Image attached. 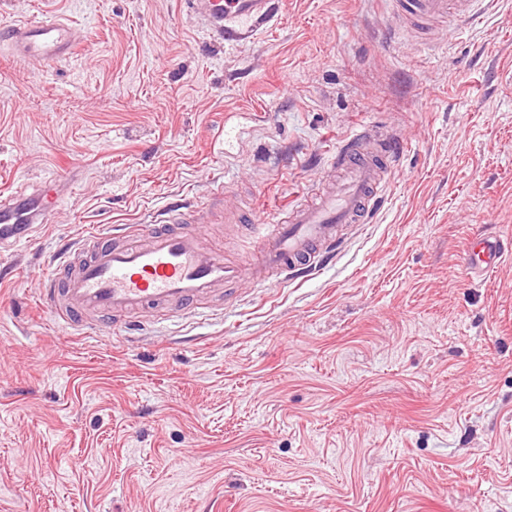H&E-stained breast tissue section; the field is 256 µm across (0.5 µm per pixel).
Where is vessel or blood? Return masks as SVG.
<instances>
[{
  "mask_svg": "<svg viewBox=\"0 0 512 512\" xmlns=\"http://www.w3.org/2000/svg\"><path fill=\"white\" fill-rule=\"evenodd\" d=\"M411 25L422 28L435 18L456 15L464 25L483 10L485 0H394ZM221 39L240 41L266 24L271 0H191ZM0 44L13 56L50 65L71 58L77 48L67 23L41 20L0 29ZM399 136L377 127L351 131L327 158L342 178L318 191L308 189L288 212L253 226V252L240 261L206 247L192 224L206 223L224 208V186L212 187L205 205L178 202L162 208L157 223L138 229L106 226L73 240L45 264L42 307L80 332L128 329L143 314L195 313L224 285L249 278L262 284L276 277L297 279L322 269L342 246L344 225L360 224L383 198ZM56 180L30 192L0 195V249L27 241L34 227L50 223L61 193ZM504 242L485 232L471 237L461 261L485 273L503 262Z\"/></svg>",
  "mask_w": 512,
  "mask_h": 512,
  "instance_id": "vessel-or-blood-1",
  "label": "vessel or blood"
}]
</instances>
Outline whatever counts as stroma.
<instances>
[{
    "mask_svg": "<svg viewBox=\"0 0 512 512\" xmlns=\"http://www.w3.org/2000/svg\"><path fill=\"white\" fill-rule=\"evenodd\" d=\"M69 23L55 66L0 44V191L73 179L0 286V512H512V0L459 35L392 0H280L227 42L183 0H0V27ZM403 141L386 197L319 274L242 282L201 313L74 332L44 260L224 182L285 212L356 125ZM505 253L500 236L479 232L469 239L462 251L461 261L468 269L485 273L502 263Z\"/></svg>",
    "mask_w": 512,
    "mask_h": 512,
    "instance_id": "1",
    "label": "stroma"
}]
</instances>
